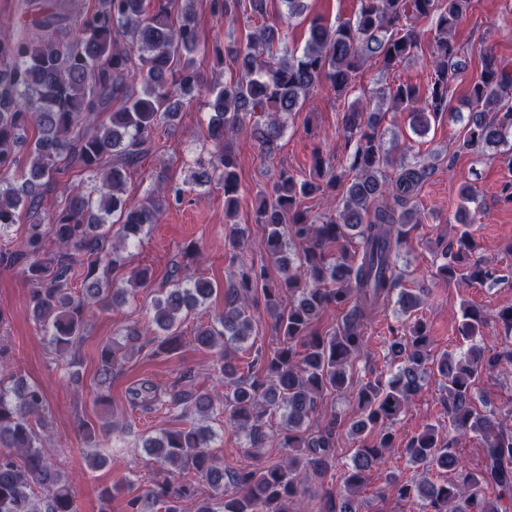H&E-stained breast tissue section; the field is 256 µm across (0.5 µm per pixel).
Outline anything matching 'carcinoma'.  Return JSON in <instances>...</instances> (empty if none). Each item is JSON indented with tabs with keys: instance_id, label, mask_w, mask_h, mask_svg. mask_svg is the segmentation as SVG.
<instances>
[{
	"instance_id": "1",
	"label": "carcinoma",
	"mask_w": 512,
	"mask_h": 512,
	"mask_svg": "<svg viewBox=\"0 0 512 512\" xmlns=\"http://www.w3.org/2000/svg\"><path fill=\"white\" fill-rule=\"evenodd\" d=\"M356 18L327 25L315 18L302 50L284 45L280 23H266L249 37L246 50L224 55L235 63L228 81L207 89L210 110L208 156L195 162L191 180L198 186L217 176L224 184V206L231 218L238 206L237 158L228 142L248 134L270 159L283 133L281 115L298 112L313 90L328 83L347 95L366 62L390 69L414 55L419 46L415 25L435 24L433 70L428 92L399 85L378 93L374 105H354L343 113L342 129L354 143L348 169L338 171L315 149L307 178L279 172L272 193L253 212L264 228L267 257L278 267L277 279L262 264H241L238 276L224 285V309L199 322L193 341L219 355L225 380L224 399L205 392L174 388L159 392L143 381L129 393L131 405L152 410L167 405L179 414L224 415L243 431L253 448L270 441L265 417L285 423L277 445L290 453L280 461L250 469L224 471L211 447L217 432L209 425L162 429L146 440L151 459L167 472L145 493L129 500L131 512L148 500L158 512H300L306 481L336 468L338 416L315 430L303 428L318 412L327 392L355 391L358 414L353 434L373 435L355 449L336 490L326 491L323 512H363L356 492L371 472L397 448L394 423L433 372L446 380L441 399L448 426L427 425L411 436L402 451L409 461L436 472L434 482L398 485L400 500L419 498L427 512H507L512 507V429L503 418L512 408L481 413L475 386L484 375L512 365V341L488 350L477 340L487 321L474 305L462 306L458 332L466 350L431 357V336L418 316L423 290L401 287L397 258L405 227L418 223L414 199L430 166L415 160L392 161L382 145L388 112H404L410 127L424 135L448 111L452 83L462 69L460 48L449 32L467 13L471 0H360ZM191 0H98L77 19L70 38H57L59 15L54 0H42L27 23L32 36L0 41V235L37 209L41 189L77 165L96 175L95 185L65 196L47 222L25 225L13 249L0 250V265L21 269L28 281L27 303L54 353L71 366L94 311L121 306L126 291L112 288V272L126 266L123 246L138 241L163 210L179 205L185 190L160 182L142 199L129 202L122 188L130 172L160 149L156 130L171 124L182 100L201 83L187 54L196 45ZM249 5L252 15H267V0H214L216 13L235 20ZM472 109L462 129V147L484 151L504 146L512 163V72L491 54L483 58L479 79L470 91ZM119 108L112 109V104ZM345 185L342 209L314 218L304 199ZM358 239L354 252L348 243ZM474 240L459 232L455 247L443 250L437 275L446 281L460 267L466 279L482 283L493 276L480 259L471 258ZM213 284L199 276L169 274V288L152 304V322L161 334L145 336L137 325L123 328L124 342L103 344L98 353L99 384L110 382L121 361L148 349L153 358L168 357L183 345V314L213 295ZM264 298L273 317L277 346L238 373L230 349L249 338L253 315L249 302ZM397 297L404 322L392 330L387 356L392 375L353 382L352 363L365 347L364 327L378 309ZM343 309L341 324L322 335L313 324L329 309ZM96 405L109 417L100 429L84 422L90 441L91 468L100 466L98 432L110 433V392H98ZM45 389L17 376L10 352L0 345V512H78L70 481L45 454L37 427L44 421ZM471 433L482 437L484 466L468 469L455 445ZM206 484L211 493L201 491Z\"/></svg>"
}]
</instances>
